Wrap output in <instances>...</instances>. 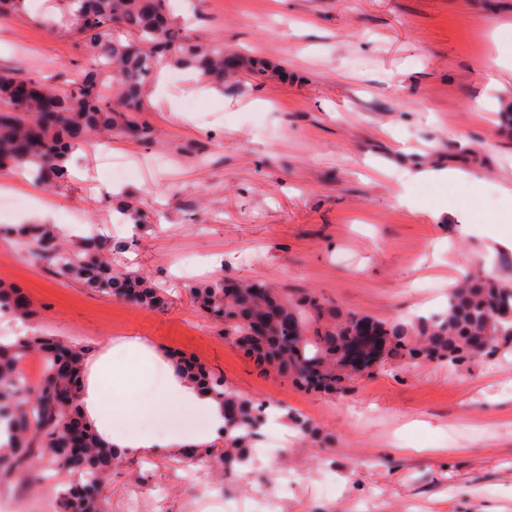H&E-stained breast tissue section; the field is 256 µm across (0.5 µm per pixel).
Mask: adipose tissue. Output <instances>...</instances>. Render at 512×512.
I'll return each mask as SVG.
<instances>
[{
    "mask_svg": "<svg viewBox=\"0 0 512 512\" xmlns=\"http://www.w3.org/2000/svg\"><path fill=\"white\" fill-rule=\"evenodd\" d=\"M158 361V356L137 340L125 341L117 349L90 358L89 373L80 389L79 408L100 441L125 455L170 452L182 456L187 449L223 437V404L202 385L186 380L176 367L166 370L163 404L187 412L188 419L180 431L161 437L131 433L127 418L115 414L107 405L106 395L111 388L133 386Z\"/></svg>",
    "mask_w": 512,
    "mask_h": 512,
    "instance_id": "1",
    "label": "adipose tissue"
}]
</instances>
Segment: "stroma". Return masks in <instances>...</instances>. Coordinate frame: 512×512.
<instances>
[{"mask_svg":"<svg viewBox=\"0 0 512 512\" xmlns=\"http://www.w3.org/2000/svg\"><path fill=\"white\" fill-rule=\"evenodd\" d=\"M61 0H29L0 18V67L61 85L75 38L49 29ZM206 43L264 60L265 79L225 81L203 97L196 74L148 94L149 142L101 135L75 152L57 187L17 180L26 200L0 217V287L25 293L20 328L95 353L146 342L165 360L187 358L233 388L309 419L325 444L265 422L279 454L230 475L170 453L118 466L110 512H512V354L451 371L433 364L360 381L346 398L305 393L258 374L223 326L192 303V284L263 279L375 318L446 306L463 268L512 277V247L482 232L512 226V0H178ZM498 70H491L492 61ZM142 161L112 184L104 151ZM455 169L464 182L417 181ZM145 218L112 224L123 199ZM18 224L53 226L61 249L104 236L102 258L159 288L150 310L57 274ZM25 257H17L16 248ZM199 264L184 272L182 258Z\"/></svg>","mask_w":512,"mask_h":512,"instance_id":"obj_1","label":"stroma"}]
</instances>
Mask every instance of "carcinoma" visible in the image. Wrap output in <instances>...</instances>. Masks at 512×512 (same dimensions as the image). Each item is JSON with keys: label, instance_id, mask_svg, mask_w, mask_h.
Returning a JSON list of instances; mask_svg holds the SVG:
<instances>
[{"label": "carcinoma", "instance_id": "1", "mask_svg": "<svg viewBox=\"0 0 512 512\" xmlns=\"http://www.w3.org/2000/svg\"><path fill=\"white\" fill-rule=\"evenodd\" d=\"M63 2L90 67L59 88L0 69V168L60 183L70 177L67 164L79 143L101 130L149 140L141 120L145 88L166 64L196 71L218 86L224 85L229 63L252 80L265 74L262 62L244 60L221 40L197 43L186 26L169 18V0ZM16 234L33 242L58 273L102 295L153 309L164 306L156 289L92 258L101 248L96 237L70 253L58 248L45 227L23 225ZM189 292L202 312L224 323L225 341L243 347L264 373L287 378L305 392L343 396L361 378L385 368L436 363L458 370L512 351V282L480 270L448 288L442 312L393 320L343 309L309 293H286L262 279L229 290L217 278ZM0 312L32 315L2 287ZM34 353L44 359V378L37 386L22 371ZM86 355L84 347L47 334L0 342V423L8 431L0 444V482L20 476L38 482L47 467L67 475L57 512H108V478L123 462L86 426L82 465L72 468L66 461L79 407L57 402L52 391L63 386L76 392L74 377ZM186 375L224 403V447L197 449L194 457L230 472L249 464L265 405L214 372L197 368Z\"/></svg>", "mask_w": 512, "mask_h": 512}]
</instances>
